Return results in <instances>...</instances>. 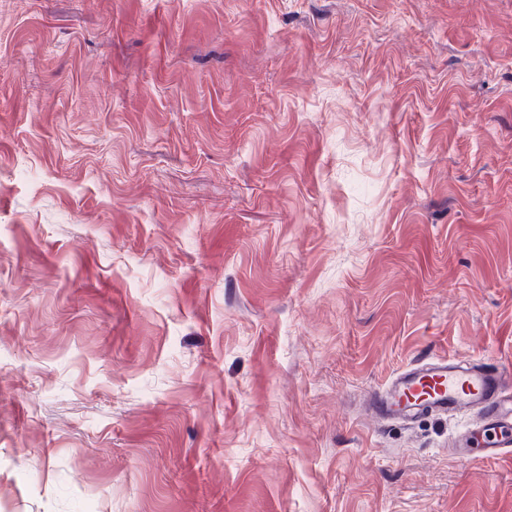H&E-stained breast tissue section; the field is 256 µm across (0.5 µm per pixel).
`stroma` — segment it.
I'll use <instances>...</instances> for the list:
<instances>
[{"instance_id": "1", "label": "stroma", "mask_w": 512, "mask_h": 512, "mask_svg": "<svg viewBox=\"0 0 512 512\" xmlns=\"http://www.w3.org/2000/svg\"><path fill=\"white\" fill-rule=\"evenodd\" d=\"M512 0H0V512H512ZM371 405L380 418L401 423L475 410L480 423L458 438L455 455L491 461L511 452L512 371L495 359L424 357L396 372Z\"/></svg>"}]
</instances>
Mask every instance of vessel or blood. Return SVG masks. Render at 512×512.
Instances as JSON below:
<instances>
[{"mask_svg": "<svg viewBox=\"0 0 512 512\" xmlns=\"http://www.w3.org/2000/svg\"><path fill=\"white\" fill-rule=\"evenodd\" d=\"M371 405L380 418L401 423L477 411L481 420L458 438L455 455L491 461L512 453V369L495 359H419L374 392Z\"/></svg>", "mask_w": 512, "mask_h": 512, "instance_id": "vessel-or-blood-1", "label": "vessel or blood"}]
</instances>
